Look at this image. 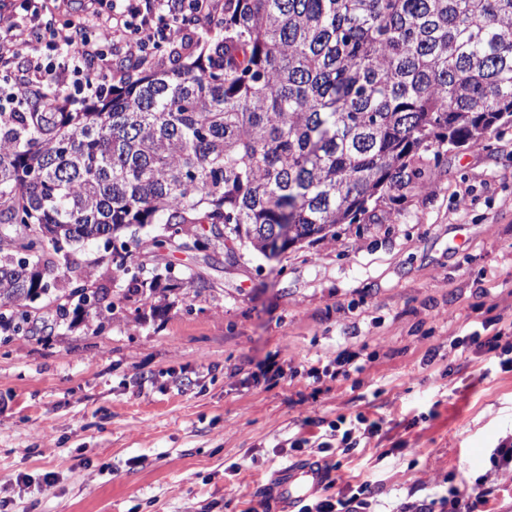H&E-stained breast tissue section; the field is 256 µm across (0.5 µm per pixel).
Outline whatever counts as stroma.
<instances>
[{"label": "stroma", "instance_id": "1", "mask_svg": "<svg viewBox=\"0 0 512 512\" xmlns=\"http://www.w3.org/2000/svg\"><path fill=\"white\" fill-rule=\"evenodd\" d=\"M162 232L138 234L145 272L200 289L136 307L86 243L110 326L50 305L0 347V512H265L262 485L312 459L322 498L368 482L377 512H416L457 487L512 512V467L491 462L512 440V367L451 347L488 319L512 342V127L449 150L373 223L273 257L159 250ZM340 355L357 372L332 376ZM348 429L359 443L335 447Z\"/></svg>", "mask_w": 512, "mask_h": 512}]
</instances>
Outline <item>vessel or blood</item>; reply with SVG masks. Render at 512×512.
<instances>
[{"label":"vessel or blood","instance_id":"obj_1","mask_svg":"<svg viewBox=\"0 0 512 512\" xmlns=\"http://www.w3.org/2000/svg\"><path fill=\"white\" fill-rule=\"evenodd\" d=\"M324 482L325 470L319 462L286 466L269 483L267 496L274 512H294Z\"/></svg>","mask_w":512,"mask_h":512}]
</instances>
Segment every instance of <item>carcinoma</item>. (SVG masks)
Returning a JSON list of instances; mask_svg holds the SVG:
<instances>
[{"label":"carcinoma","mask_w":512,"mask_h":512,"mask_svg":"<svg viewBox=\"0 0 512 512\" xmlns=\"http://www.w3.org/2000/svg\"><path fill=\"white\" fill-rule=\"evenodd\" d=\"M207 47L172 42L80 108L50 85L0 110V345L56 304L114 302L75 246L95 242L147 305L194 277L143 274L126 240L249 242L267 255L365 224L450 148L512 126V0H224ZM207 225V232L197 227Z\"/></svg>","instance_id":"1"}]
</instances>
